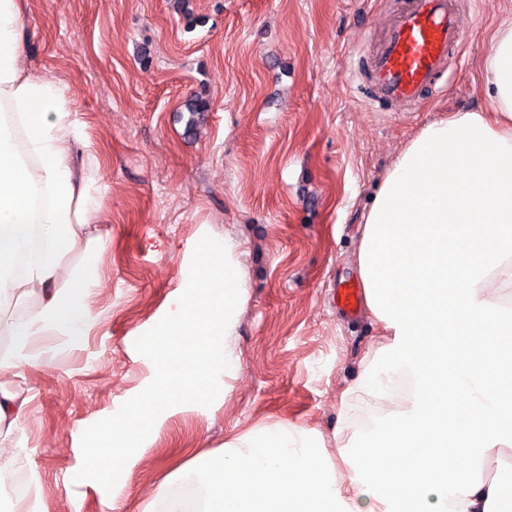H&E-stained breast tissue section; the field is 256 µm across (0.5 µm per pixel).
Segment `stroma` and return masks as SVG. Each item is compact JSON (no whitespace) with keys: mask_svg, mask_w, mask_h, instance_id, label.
Here are the masks:
<instances>
[{"mask_svg":"<svg viewBox=\"0 0 512 512\" xmlns=\"http://www.w3.org/2000/svg\"><path fill=\"white\" fill-rule=\"evenodd\" d=\"M25 62L68 84L81 131L103 157L99 281L89 330L50 368L0 374L28 401L0 457L25 490L0 512H166L162 480L196 454L256 426L321 433L344 472L341 396L356 385L380 331L332 299L357 279L366 214L405 142L426 123L486 110L480 63L512 0H458L463 60L438 98L377 112L348 82L363 32L391 22L378 0H23ZM195 95L209 112L191 119ZM231 239L246 284L235 368L208 407L164 411L113 491L74 481L85 428L152 379L135 340L184 291L196 243Z\"/></svg>","mask_w":512,"mask_h":512,"instance_id":"1","label":"stroma"}]
</instances>
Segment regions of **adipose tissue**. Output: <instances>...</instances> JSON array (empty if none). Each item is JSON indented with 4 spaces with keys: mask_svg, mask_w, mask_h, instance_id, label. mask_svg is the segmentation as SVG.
Wrapping results in <instances>:
<instances>
[{
    "mask_svg": "<svg viewBox=\"0 0 512 512\" xmlns=\"http://www.w3.org/2000/svg\"><path fill=\"white\" fill-rule=\"evenodd\" d=\"M482 62L492 106L427 123L401 149L366 215L357 256L365 305L386 339L357 388L400 373L398 410L360 432L339 481L313 431L250 430L165 477L202 491L201 512H512V21ZM21 0H0V372L49 368L42 336H84L93 278L81 258L102 244L101 163L81 137L69 86L24 64ZM23 303L25 317L7 316ZM470 458L467 466L456 457Z\"/></svg>",
    "mask_w": 512,
    "mask_h": 512,
    "instance_id": "obj_1",
    "label": "adipose tissue"
}]
</instances>
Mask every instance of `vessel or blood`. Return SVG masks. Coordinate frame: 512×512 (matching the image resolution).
I'll use <instances>...</instances> for the list:
<instances>
[{"mask_svg": "<svg viewBox=\"0 0 512 512\" xmlns=\"http://www.w3.org/2000/svg\"><path fill=\"white\" fill-rule=\"evenodd\" d=\"M401 7L377 47H364L356 61V94L375 109L401 103L410 111L442 92L463 45L457 0H400ZM364 294L356 282L336 287V305L357 313Z\"/></svg>", "mask_w": 512, "mask_h": 512, "instance_id": "b4317fda", "label": "vessel or blood"}]
</instances>
